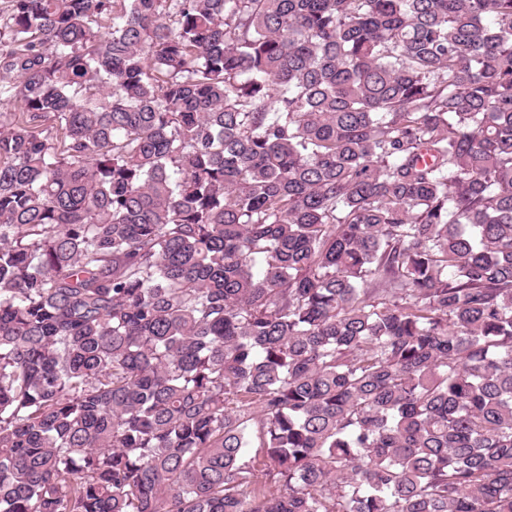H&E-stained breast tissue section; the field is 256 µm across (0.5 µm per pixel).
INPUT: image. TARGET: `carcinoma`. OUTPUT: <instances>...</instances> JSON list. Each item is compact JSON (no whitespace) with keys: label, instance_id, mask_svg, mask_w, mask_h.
Instances as JSON below:
<instances>
[{"label":"carcinoma","instance_id":"carcinoma-1","mask_svg":"<svg viewBox=\"0 0 512 512\" xmlns=\"http://www.w3.org/2000/svg\"><path fill=\"white\" fill-rule=\"evenodd\" d=\"M2 37L0 512H512V0Z\"/></svg>","mask_w":512,"mask_h":512}]
</instances>
